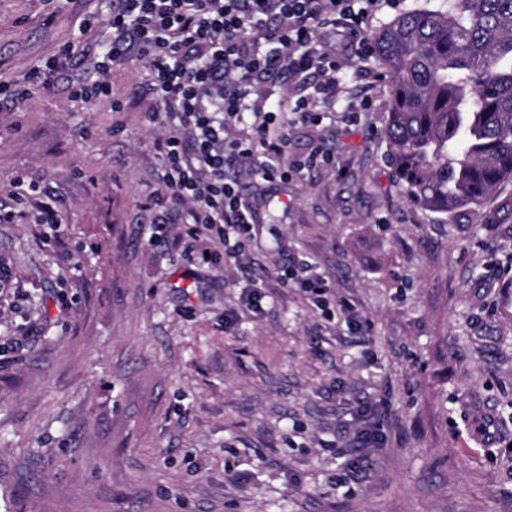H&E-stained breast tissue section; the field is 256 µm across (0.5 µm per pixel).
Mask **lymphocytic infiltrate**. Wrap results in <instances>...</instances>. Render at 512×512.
I'll use <instances>...</instances> for the list:
<instances>
[{"label":"lymphocytic infiltrate","mask_w":512,"mask_h":512,"mask_svg":"<svg viewBox=\"0 0 512 512\" xmlns=\"http://www.w3.org/2000/svg\"><path fill=\"white\" fill-rule=\"evenodd\" d=\"M378 0H112L107 14H91L79 25L83 39L42 59L29 78L31 88L0 83V100L22 103L32 87L50 89L64 66L83 63L93 81L72 86L73 98L104 100L124 111L112 96V69L129 59L145 62L148 90L157 103L150 122L163 127L155 148L162 160L160 189L145 203L153 242L168 240L172 225L196 260H240L251 236L255 212L239 173L264 181L288 182L303 170L332 165L333 148L315 143L301 156L288 153L290 131L317 124L316 96L349 99L348 122L367 111L370 100L351 96L340 77L344 62L324 41L338 32L357 57H372L365 35ZM312 79L313 92L273 103V79ZM280 284L296 287L313 304H337L348 331L368 335L371 323L345 301H332L325 278L307 260L281 267ZM378 401L357 403L356 450L343 453L340 482L358 479L366 468L363 449L382 435Z\"/></svg>","instance_id":"f902f5d3"}]
</instances>
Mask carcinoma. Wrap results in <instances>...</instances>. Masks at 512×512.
Returning a JSON list of instances; mask_svg holds the SVG:
<instances>
[{
    "mask_svg": "<svg viewBox=\"0 0 512 512\" xmlns=\"http://www.w3.org/2000/svg\"><path fill=\"white\" fill-rule=\"evenodd\" d=\"M375 35L383 138L408 202L446 221L512 182V0H427Z\"/></svg>",
    "mask_w": 512,
    "mask_h": 512,
    "instance_id": "carcinoma-1",
    "label": "carcinoma"
}]
</instances>
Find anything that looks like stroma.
I'll list each match as a JSON object with an SVG mask.
<instances>
[{"instance_id": "35a3bbf8", "label": "stroma", "mask_w": 512, "mask_h": 512, "mask_svg": "<svg viewBox=\"0 0 512 512\" xmlns=\"http://www.w3.org/2000/svg\"><path fill=\"white\" fill-rule=\"evenodd\" d=\"M106 0H0V83L106 13ZM344 100L293 131L336 162L287 183L245 182L255 225L244 258L265 270L266 314L244 307L233 267L149 244L159 131L144 110L54 88L0 111V512H512V183L452 224L406 202L382 138L389 78L343 49ZM123 130L113 134L112 121ZM34 188L16 200L17 180ZM60 209L62 244L37 218ZM316 264L372 324L280 287L288 259ZM383 396L385 441L360 480L336 482L354 406ZM336 307L339 308L343 321L351 334L358 336L368 335L372 327L368 319L360 316L355 309L344 300L336 301Z\"/></svg>"}]
</instances>
